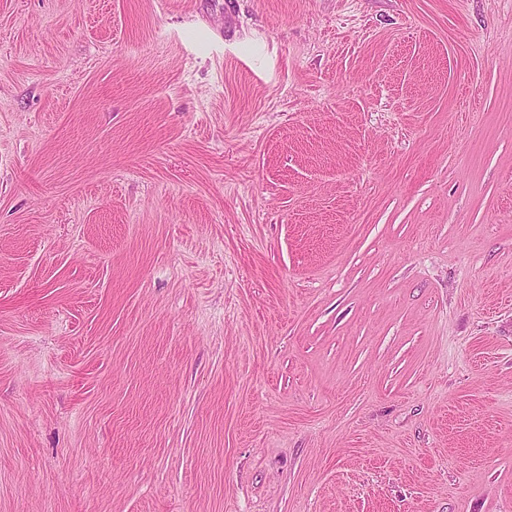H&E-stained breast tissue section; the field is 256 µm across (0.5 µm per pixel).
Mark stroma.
Listing matches in <instances>:
<instances>
[{"label": "stroma", "mask_w": 512, "mask_h": 512, "mask_svg": "<svg viewBox=\"0 0 512 512\" xmlns=\"http://www.w3.org/2000/svg\"><path fill=\"white\" fill-rule=\"evenodd\" d=\"M0 512H512V0H0Z\"/></svg>", "instance_id": "stroma-1"}]
</instances>
